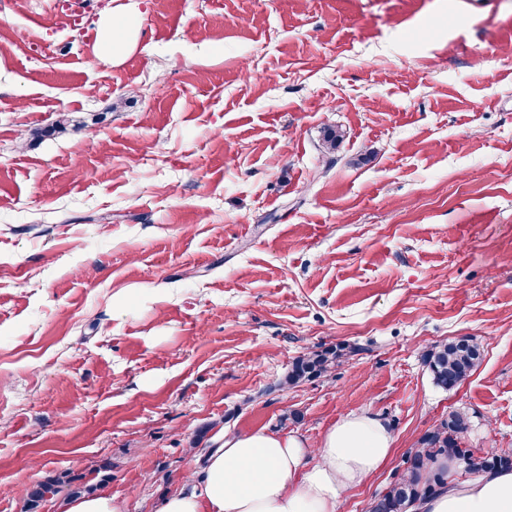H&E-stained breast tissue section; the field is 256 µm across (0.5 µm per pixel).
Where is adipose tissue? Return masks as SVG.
Wrapping results in <instances>:
<instances>
[{"label": "adipose tissue", "instance_id": "1", "mask_svg": "<svg viewBox=\"0 0 512 512\" xmlns=\"http://www.w3.org/2000/svg\"><path fill=\"white\" fill-rule=\"evenodd\" d=\"M131 12L113 13L98 42L112 59L137 40ZM394 437L368 412H351L331 426L318 447L301 437L264 431L224 434L200 482L170 493L157 512H338L342 495L365 483L388 462ZM410 512H512V471L452 481L418 499Z\"/></svg>", "mask_w": 512, "mask_h": 512}]
</instances>
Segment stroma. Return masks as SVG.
I'll list each match as a JSON object with an SVG mask.
<instances>
[{"mask_svg": "<svg viewBox=\"0 0 512 512\" xmlns=\"http://www.w3.org/2000/svg\"><path fill=\"white\" fill-rule=\"evenodd\" d=\"M134 9L112 62L96 30ZM0 0V512L69 474L157 512L224 433L385 420L512 448V0ZM340 128L335 151L324 128ZM483 348L459 386L423 355ZM351 355L280 381L297 357Z\"/></svg>", "mask_w": 512, "mask_h": 512, "instance_id": "obj_1", "label": "stroma"}]
</instances>
